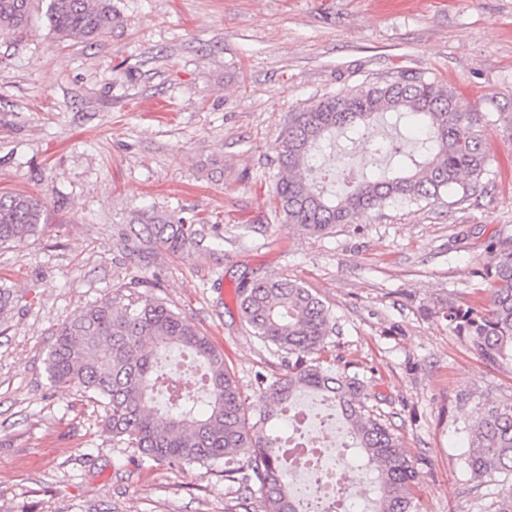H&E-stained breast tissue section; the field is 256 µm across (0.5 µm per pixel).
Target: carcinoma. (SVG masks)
<instances>
[{
    "mask_svg": "<svg viewBox=\"0 0 512 512\" xmlns=\"http://www.w3.org/2000/svg\"><path fill=\"white\" fill-rule=\"evenodd\" d=\"M35 0H0V35L24 33ZM42 17L61 38L96 41L118 26L111 0H41ZM422 131L415 148L404 140L373 142V155L394 156V168L349 181L341 196L313 177L336 134L356 135L374 116ZM274 201L288 223L319 236L351 224L393 201L436 200L452 190L468 193L486 171L488 157L479 115L447 85L410 70L391 80L328 96L291 113L277 143ZM46 223V206L28 193L0 194V245L20 243ZM196 230L184 218L134 214L122 239L130 252L156 247L175 252ZM479 276L486 303L452 308L446 319L487 362H512V238L497 240ZM241 317L252 335L283 355L285 372L261 389L259 404L243 398L219 352L194 325L161 301L145 296L105 297L76 310L56 332L48 355L52 385L95 395L104 406L112 439L147 458L175 465L224 462L232 488L229 512L247 509L260 492L264 512H301L284 481L288 449L263 425L298 395L317 391L336 403L345 434L376 471L379 494L372 512H412L418 472L399 438L373 414L364 382L313 359L335 331L325 303L296 281L267 277L238 288ZM467 467L474 477L512 475V402L487 403L471 428Z\"/></svg>",
    "mask_w": 512,
    "mask_h": 512,
    "instance_id": "cac0c4a2",
    "label": "carcinoma"
}]
</instances>
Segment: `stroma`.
<instances>
[{"mask_svg": "<svg viewBox=\"0 0 512 512\" xmlns=\"http://www.w3.org/2000/svg\"><path fill=\"white\" fill-rule=\"evenodd\" d=\"M101 40L45 21L0 38V193L45 195L48 222L0 246V512H225L224 467H172L113 442L104 410L45 371L56 331L103 296L167 304L224 355L248 402L282 357L236 290L310 288L336 333L323 366L361 379L419 473L416 512H492L512 477L474 478L466 426L512 401V366L443 318L480 306L478 270L512 235V0H111ZM480 115L488 165L469 195L373 210L323 236L273 201L290 113L399 68ZM194 219L182 250L130 255L133 212Z\"/></svg>", "mask_w": 512, "mask_h": 512, "instance_id": "1", "label": "stroma"}]
</instances>
